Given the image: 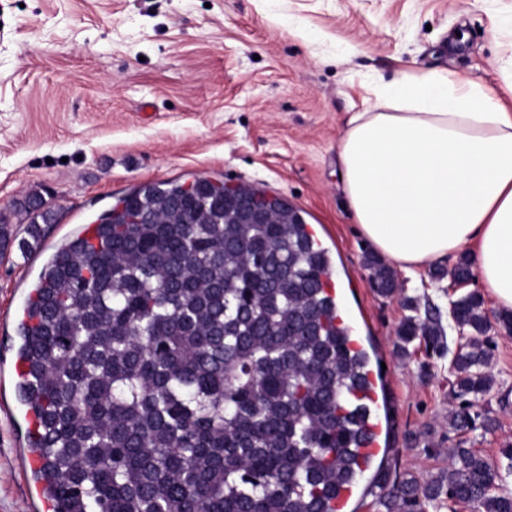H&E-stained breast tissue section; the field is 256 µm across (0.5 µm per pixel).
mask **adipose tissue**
I'll return each instance as SVG.
<instances>
[{"mask_svg":"<svg viewBox=\"0 0 512 512\" xmlns=\"http://www.w3.org/2000/svg\"><path fill=\"white\" fill-rule=\"evenodd\" d=\"M504 91L426 73L383 88L348 120L345 193L375 249L413 274L468 251L512 310V109Z\"/></svg>","mask_w":512,"mask_h":512,"instance_id":"obj_1","label":"adipose tissue"}]
</instances>
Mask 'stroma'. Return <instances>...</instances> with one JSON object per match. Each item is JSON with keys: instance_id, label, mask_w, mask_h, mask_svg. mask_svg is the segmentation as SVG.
<instances>
[{"instance_id": "obj_1", "label": "stroma", "mask_w": 512, "mask_h": 512, "mask_svg": "<svg viewBox=\"0 0 512 512\" xmlns=\"http://www.w3.org/2000/svg\"><path fill=\"white\" fill-rule=\"evenodd\" d=\"M512 61V0H0V512H32L19 460L26 421L12 378L18 314L69 233L147 182L248 183L306 213L334 259L344 319L386 368V463L428 479L457 443L498 468L512 445V333L491 327L493 383L470 397L491 430L455 431L448 355L396 354L406 311L378 295L371 244L349 207L340 148L348 118L382 86L448 71L498 87ZM56 215L22 253L24 207ZM432 268L399 272L404 293L448 308L481 291Z\"/></svg>"}]
</instances>
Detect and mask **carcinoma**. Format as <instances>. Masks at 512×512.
Here are the masks:
<instances>
[{
  "label": "carcinoma",
  "instance_id": "1",
  "mask_svg": "<svg viewBox=\"0 0 512 512\" xmlns=\"http://www.w3.org/2000/svg\"><path fill=\"white\" fill-rule=\"evenodd\" d=\"M260 192L207 177L150 183L47 262L19 328L18 392L52 512H336L341 487L367 474L386 512H426L444 498L512 512L473 448L454 449L424 485L382 463L360 467L370 356L303 211L265 201L272 222L239 223ZM50 221L30 209L31 236ZM367 264L378 292L395 294L394 273L374 256ZM472 276L469 259L451 271L456 284ZM406 307L398 348L443 346L439 309ZM449 315L473 335L452 357L453 385L483 395L482 297H459Z\"/></svg>",
  "mask_w": 512,
  "mask_h": 512
}]
</instances>
